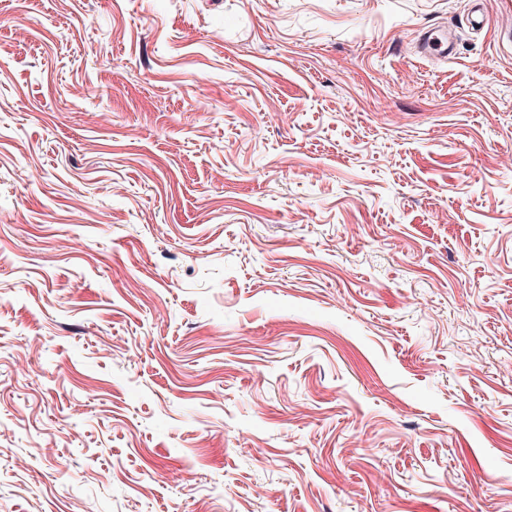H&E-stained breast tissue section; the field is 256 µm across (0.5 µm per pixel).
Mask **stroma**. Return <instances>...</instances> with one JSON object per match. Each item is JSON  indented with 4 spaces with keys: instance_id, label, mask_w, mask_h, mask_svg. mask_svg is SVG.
I'll list each match as a JSON object with an SVG mask.
<instances>
[{
    "instance_id": "obj_1",
    "label": "stroma",
    "mask_w": 512,
    "mask_h": 512,
    "mask_svg": "<svg viewBox=\"0 0 512 512\" xmlns=\"http://www.w3.org/2000/svg\"><path fill=\"white\" fill-rule=\"evenodd\" d=\"M470 7L0 0V512H512V0ZM423 48L427 54H441L444 57L454 52V44L445 33L429 30L423 34Z\"/></svg>"
}]
</instances>
